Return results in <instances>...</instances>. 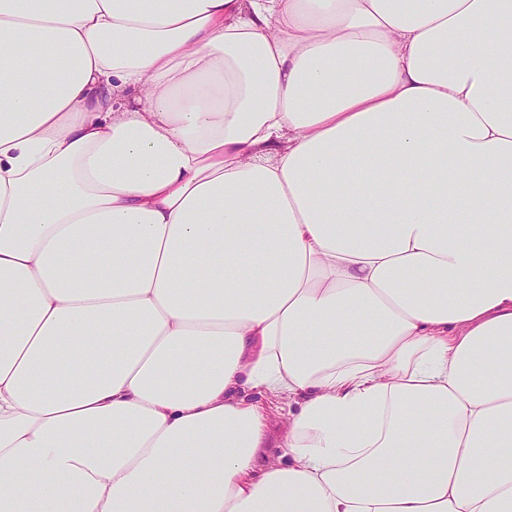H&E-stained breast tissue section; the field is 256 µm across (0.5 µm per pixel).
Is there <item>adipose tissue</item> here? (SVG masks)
Listing matches in <instances>:
<instances>
[{
	"label": "adipose tissue",
	"instance_id": "adipose-tissue-1",
	"mask_svg": "<svg viewBox=\"0 0 512 512\" xmlns=\"http://www.w3.org/2000/svg\"><path fill=\"white\" fill-rule=\"evenodd\" d=\"M0 512H512V0H0ZM246 400L261 405L267 414V423L269 435L271 437V447H275V441L283 430L288 416V405L284 402L279 403L276 408L275 403H271L265 396L259 394L256 390H248L244 393Z\"/></svg>",
	"mask_w": 512,
	"mask_h": 512
}]
</instances>
